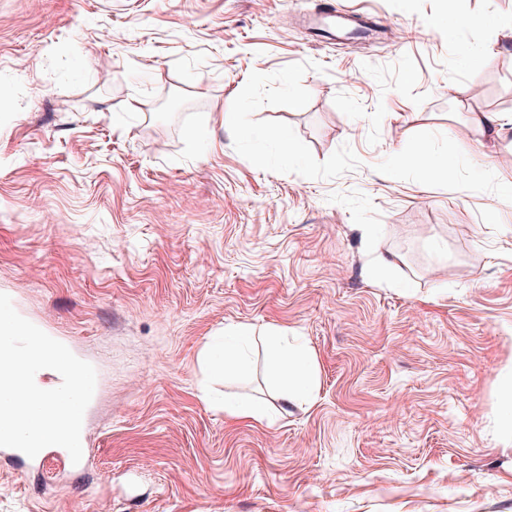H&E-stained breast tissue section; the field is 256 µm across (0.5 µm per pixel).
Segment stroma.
<instances>
[{
    "label": "stroma",
    "mask_w": 512,
    "mask_h": 512,
    "mask_svg": "<svg viewBox=\"0 0 512 512\" xmlns=\"http://www.w3.org/2000/svg\"><path fill=\"white\" fill-rule=\"evenodd\" d=\"M341 2L385 32L312 33L315 0H0V293L97 373L91 465L0 460V512H512V0ZM474 109L506 123L481 163ZM274 330L311 396L281 401ZM398 164L403 169L412 170L426 178H436L442 172H448L453 165L452 160L445 158L439 165H433L423 151L403 153L398 157ZM270 366L281 385V398L308 395L314 385L316 362L310 352L288 345L278 333L267 336ZM224 415L234 421L257 423L267 418L266 409L260 403L246 399L224 401Z\"/></svg>",
    "instance_id": "35a3bbf8"
}]
</instances>
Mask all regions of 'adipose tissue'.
I'll return each mask as SVG.
<instances>
[{"label":"adipose tissue","instance_id":"ef3b65f1","mask_svg":"<svg viewBox=\"0 0 512 512\" xmlns=\"http://www.w3.org/2000/svg\"><path fill=\"white\" fill-rule=\"evenodd\" d=\"M270 366L281 385L282 400L309 394L314 385L316 362L310 352L288 345L282 336L267 338Z\"/></svg>","mask_w":512,"mask_h":512}]
</instances>
